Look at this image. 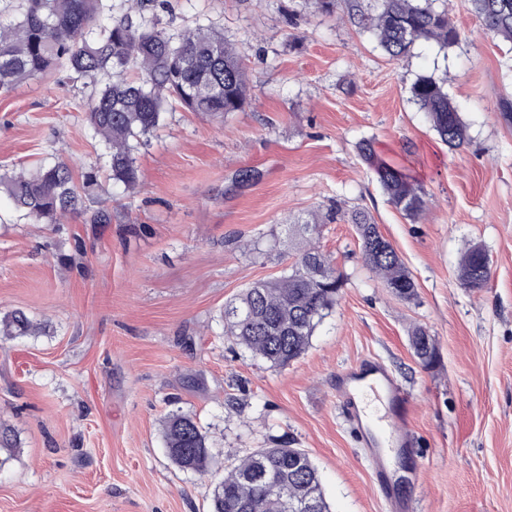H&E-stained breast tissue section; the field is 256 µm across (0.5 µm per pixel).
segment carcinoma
<instances>
[{"label": "carcinoma", "mask_w": 512, "mask_h": 512, "mask_svg": "<svg viewBox=\"0 0 512 512\" xmlns=\"http://www.w3.org/2000/svg\"><path fill=\"white\" fill-rule=\"evenodd\" d=\"M372 12L361 0H318L326 13L345 5L347 20L371 30L380 47L399 59L418 41L448 47L460 32L437 10L433 0H378ZM474 14L494 36L512 43V0H470ZM166 0H125L121 15L111 0H20L0 15V93L64 66L74 79L91 88L85 120L105 147L109 179L125 189L139 181L136 153L174 103L189 112L222 117L243 109L245 73L224 32L197 21L175 33L161 26L158 10ZM413 101L450 149L467 144V127L448 98L443 83L421 76L411 87ZM361 154L389 203L416 220L424 211L421 187L403 165L382 158L373 143ZM94 169L76 173L63 160L45 163L28 173L0 175V192L8 195L19 218L56 224L68 214L92 210V220L108 224L111 215L97 198ZM361 258L384 286L403 300L416 295V285L391 243L364 209L349 214ZM305 245L289 270L253 283L224 306L225 334L255 358L285 367L310 346L318 326L333 311L342 287L331 259L313 243L319 223L295 225ZM458 281L464 288L487 287L489 260L477 246L461 259ZM39 323L21 311L0 317V337L30 336ZM422 365L433 363L436 345L425 330L412 334ZM168 458L183 471L205 476L215 455L213 443L195 418L170 412L163 424ZM18 443L0 428V470L15 456ZM314 501L317 512H330L317 468L301 448L282 445L258 448L214 483L210 512H290V505Z\"/></svg>", "instance_id": "carcinoma-1"}]
</instances>
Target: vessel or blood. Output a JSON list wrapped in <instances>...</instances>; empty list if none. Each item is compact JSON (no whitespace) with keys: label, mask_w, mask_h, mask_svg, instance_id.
Segmentation results:
<instances>
[{"label":"vessel or blood","mask_w":512,"mask_h":512,"mask_svg":"<svg viewBox=\"0 0 512 512\" xmlns=\"http://www.w3.org/2000/svg\"><path fill=\"white\" fill-rule=\"evenodd\" d=\"M338 403L365 448L411 446L405 430L410 396L382 363L366 359L337 375Z\"/></svg>","instance_id":"b4317fda"}]
</instances>
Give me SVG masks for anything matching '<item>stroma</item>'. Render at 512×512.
<instances>
[{
	"instance_id": "obj_1",
	"label": "stroma",
	"mask_w": 512,
	"mask_h": 512,
	"mask_svg": "<svg viewBox=\"0 0 512 512\" xmlns=\"http://www.w3.org/2000/svg\"><path fill=\"white\" fill-rule=\"evenodd\" d=\"M460 32L393 60L368 29L316 0H169L170 30L212 22L235 44L249 97L224 117L172 106L137 155L139 184L111 181L112 220H17L0 197V315L43 322L0 341V425L19 449L0 469V512H209L215 479L258 448L304 449L331 512H391L369 452L343 418L336 375L382 361L412 399L420 461L395 456L410 512H512V43L488 33L469 0H435ZM445 80L469 142L442 144L410 88ZM90 93L65 68L0 94V173L61 158L104 167L84 122ZM408 155L426 208L389 203L363 141ZM254 178L238 182L240 170ZM365 209L416 283L402 300L363 265L352 224L318 244L343 287L310 348L284 368L224 334V305L296 260L289 224L314 210ZM260 239L247 255L239 242ZM482 246L487 288L457 278ZM435 338L423 368L414 328ZM196 418L215 443L212 476L177 468L162 423Z\"/></svg>"
}]
</instances>
